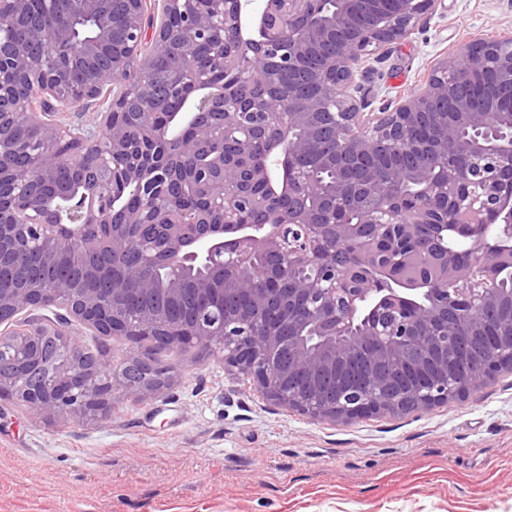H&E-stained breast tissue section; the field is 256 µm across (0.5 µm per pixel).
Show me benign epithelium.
Returning <instances> with one entry per match:
<instances>
[{"instance_id":"7a95c632","label":"benign epithelium","mask_w":512,"mask_h":512,"mask_svg":"<svg viewBox=\"0 0 512 512\" xmlns=\"http://www.w3.org/2000/svg\"><path fill=\"white\" fill-rule=\"evenodd\" d=\"M444 0H332L336 20L323 21L322 0H161L160 20L147 0H43L54 23L46 36L0 40V273L23 274L0 287V324L21 312L55 305L97 336H125L158 349L195 344L224 351V368L249 377L275 405L331 424L372 415L424 413L467 395L501 370H512V299L494 287L512 259V35L474 37L453 46L432 65L414 95L378 112L354 95L361 66L383 58L411 38ZM30 0H0V30L32 28ZM94 23L93 35L75 36L74 22ZM124 51L103 58L116 35ZM212 45L224 54L219 81L184 65L153 83L154 59L172 43ZM314 85L302 80L318 46ZM109 103L97 124L75 129L56 119L80 112L91 101ZM248 112H260L276 131L288 159L304 155L311 138L295 127L317 129L334 122V149L325 164L360 171L344 178L324 199L329 215L349 201L356 222H315L305 203L310 177L288 164L296 204L282 211L277 195L262 204L242 193L229 199L240 211L263 216L241 224H209L164 202L151 191L159 175L181 191L200 178L184 157L196 138L216 125L242 132L235 147L248 152L256 132ZM445 114L440 132L410 143L408 132ZM36 127L21 141L19 115ZM405 156L416 181L428 182L425 156L455 160L464 180L447 186L448 214L434 216L417 193L401 192L378 206L383 177L378 160ZM124 157L121 180L141 200L137 210L116 204L98 183L69 190L71 205L58 202L57 171L82 162L94 172ZM212 195L236 176L224 154L209 162ZM250 181L272 185L279 170H250ZM441 225L427 240L421 225ZM469 241L468 260L456 239ZM443 250L428 280L407 282L391 271L410 262L404 248ZM136 248L137 263L121 260ZM68 255L103 282L77 288L64 276L45 282L33 274ZM272 263L265 285L224 269L245 268L255 257ZM309 267L305 276L293 271ZM200 274L187 280L182 272ZM224 287H213L214 279ZM177 301L190 318L162 322L158 294ZM143 302L134 313L128 304ZM81 341L56 327L37 324L0 336V400L15 399L49 416L93 419L112 407L115 384L151 399L170 382L169 368L134 356L117 371L84 358Z\"/></svg>"}]
</instances>
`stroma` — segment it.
I'll list each match as a JSON object with an SVG mask.
<instances>
[{
	"label": "stroma",
	"instance_id": "1",
	"mask_svg": "<svg viewBox=\"0 0 512 512\" xmlns=\"http://www.w3.org/2000/svg\"><path fill=\"white\" fill-rule=\"evenodd\" d=\"M505 31L512 0H444L362 88L412 93L453 45ZM68 330L113 366L140 354L173 380L144 402L114 389L97 420L1 401L0 512H512V372L418 415L331 426L266 401L222 350Z\"/></svg>",
	"mask_w": 512,
	"mask_h": 512
}]
</instances>
